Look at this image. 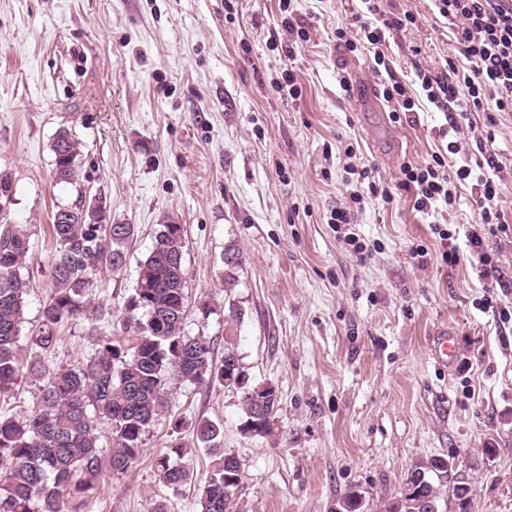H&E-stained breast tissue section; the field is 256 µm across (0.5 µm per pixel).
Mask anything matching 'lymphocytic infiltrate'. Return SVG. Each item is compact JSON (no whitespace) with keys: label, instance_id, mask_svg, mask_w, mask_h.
<instances>
[{"label":"lymphocytic infiltrate","instance_id":"f902f5d3","mask_svg":"<svg viewBox=\"0 0 512 512\" xmlns=\"http://www.w3.org/2000/svg\"><path fill=\"white\" fill-rule=\"evenodd\" d=\"M365 10L353 23L337 29L336 44L355 51L358 41H366L373 54V69L386 66L383 47L395 32L414 25L411 15L383 18L381 0H362ZM437 14L452 29L456 47L466 60L458 67L446 59L440 71L420 70L417 74L421 92L436 111L442 112L451 130H458L468 113L482 110L486 101H494L500 112H512V0H433ZM500 164L495 153L484 150L468 165L450 169L443 154L433 155L421 166L410 163L401 167V187L412 191L414 205L423 213L440 207H453L456 186L473 181L479 193L481 222L469 231L467 241L483 264H490L487 251L491 237L512 227L499 205L502 183L497 175Z\"/></svg>","mask_w":512,"mask_h":512}]
</instances>
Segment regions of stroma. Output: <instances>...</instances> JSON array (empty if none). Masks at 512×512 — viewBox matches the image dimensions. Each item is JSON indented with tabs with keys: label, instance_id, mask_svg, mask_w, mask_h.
Wrapping results in <instances>:
<instances>
[{
	"label": "stroma",
	"instance_id": "stroma-1",
	"mask_svg": "<svg viewBox=\"0 0 512 512\" xmlns=\"http://www.w3.org/2000/svg\"><path fill=\"white\" fill-rule=\"evenodd\" d=\"M291 5L310 33L293 51L277 29L279 0H0V169L14 183L9 218L32 246L22 338L51 293L53 215L82 196L100 202L107 222L137 227L125 267L100 272L96 302L123 307L160 224L174 220L185 241L187 331L211 338L217 362L232 339L250 377L279 398L273 436L251 437L236 391L169 384V409L143 457L127 475L105 477L83 512H152L158 500L168 512H197L193 485L158 483L153 460L186 444L195 450L186 465L206 480L199 418L221 425L222 447L242 463L241 512H342L353 490L362 512H393L411 469L437 456L471 483L469 512H512V321L480 307L489 298L512 310V234L490 240L495 274L482 277L465 236L481 214L470 185L458 187L452 210L432 215L400 188L403 163L445 150L446 120L425 103L417 124L393 122L367 51L337 46L361 0ZM381 9L418 19L384 51L419 94L418 69L454 56L452 31L431 0H383ZM286 68L299 98L274 89ZM62 127L83 143L73 184L54 177L51 142ZM484 132L507 175L501 206L512 218V112L488 103L471 113L448 162L468 161ZM352 163L372 169L393 202L369 196L353 208L344 182ZM344 208L363 254L331 223ZM437 224L455 238L457 265L441 258ZM233 251L241 263L229 285ZM206 293L205 319L196 302ZM230 303L243 317L228 336ZM88 326L59 328L55 362L86 361ZM443 333L458 343L450 365L433 354Z\"/></svg>",
	"mask_w": 512,
	"mask_h": 512
}]
</instances>
